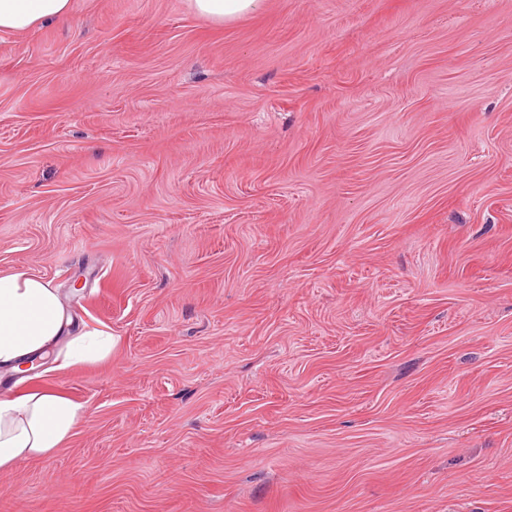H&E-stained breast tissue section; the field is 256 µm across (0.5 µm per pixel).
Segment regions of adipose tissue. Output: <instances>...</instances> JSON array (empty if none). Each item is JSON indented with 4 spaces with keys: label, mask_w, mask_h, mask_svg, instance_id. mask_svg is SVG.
<instances>
[{
    "label": "adipose tissue",
    "mask_w": 512,
    "mask_h": 512,
    "mask_svg": "<svg viewBox=\"0 0 512 512\" xmlns=\"http://www.w3.org/2000/svg\"><path fill=\"white\" fill-rule=\"evenodd\" d=\"M71 0H0V31H25L67 15ZM70 325L51 282L22 272L0 273V368L19 371L26 360L44 358ZM115 340L91 330L70 338L64 363L105 359ZM82 404L64 395L32 389L0 394V471L49 455L73 433Z\"/></svg>",
    "instance_id": "1"
}]
</instances>
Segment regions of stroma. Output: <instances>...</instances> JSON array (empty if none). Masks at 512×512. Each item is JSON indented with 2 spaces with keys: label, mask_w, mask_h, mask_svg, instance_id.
<instances>
[{
  "label": "stroma",
  "mask_w": 512,
  "mask_h": 512,
  "mask_svg": "<svg viewBox=\"0 0 512 512\" xmlns=\"http://www.w3.org/2000/svg\"><path fill=\"white\" fill-rule=\"evenodd\" d=\"M0 272L116 340L0 512H512V0L0 32Z\"/></svg>",
  "instance_id": "35a3bbf8"
}]
</instances>
